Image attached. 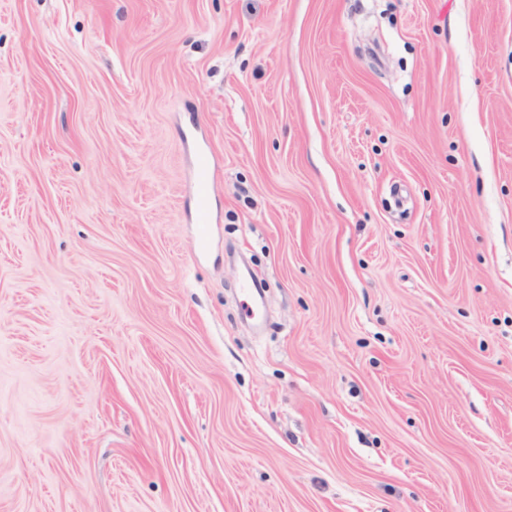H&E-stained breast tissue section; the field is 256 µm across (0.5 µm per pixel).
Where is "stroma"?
Here are the masks:
<instances>
[{"instance_id":"35a3bbf8","label":"stroma","mask_w":512,"mask_h":512,"mask_svg":"<svg viewBox=\"0 0 512 512\" xmlns=\"http://www.w3.org/2000/svg\"><path fill=\"white\" fill-rule=\"evenodd\" d=\"M0 512H512V0H0Z\"/></svg>"}]
</instances>
